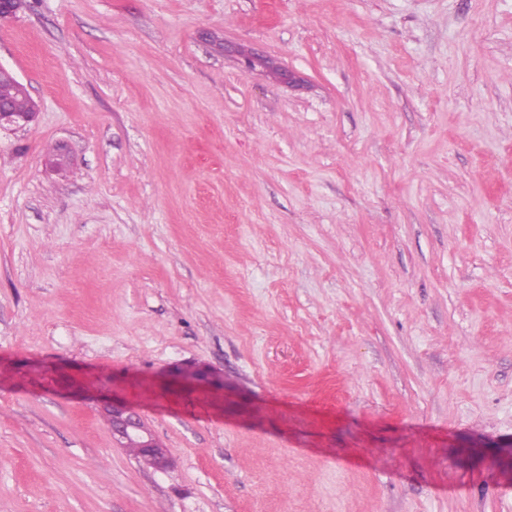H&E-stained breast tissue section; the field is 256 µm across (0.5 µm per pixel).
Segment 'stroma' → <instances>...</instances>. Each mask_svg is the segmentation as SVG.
Listing matches in <instances>:
<instances>
[{"mask_svg": "<svg viewBox=\"0 0 512 512\" xmlns=\"http://www.w3.org/2000/svg\"><path fill=\"white\" fill-rule=\"evenodd\" d=\"M0 64V512H512V0H24ZM239 53L243 57L245 67L249 70L255 69L257 65H262L274 71L281 79L286 80L288 84L295 83L297 81V78L292 71L277 65L270 57L245 50H241ZM0 100L9 103L17 111L5 103H0V129L5 126L23 127L35 121L38 109L28 112L35 105L30 96L7 81L0 82ZM104 412L109 414L112 438L118 445L128 440H137L147 454L149 465L159 470L166 468L170 460L169 450L155 440L138 414L113 401L111 406L104 408Z\"/></svg>", "mask_w": 512, "mask_h": 512, "instance_id": "35a3bbf8", "label": "stroma"}]
</instances>
